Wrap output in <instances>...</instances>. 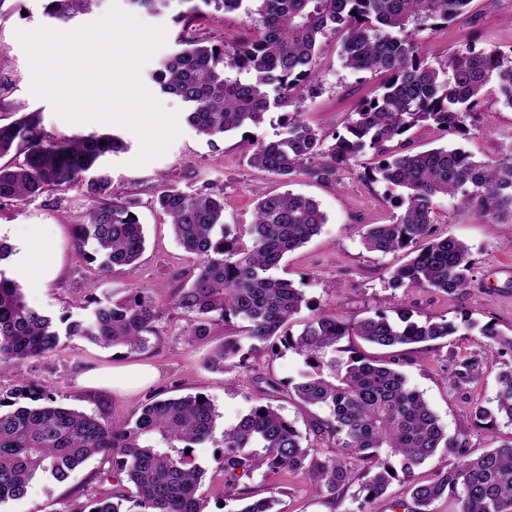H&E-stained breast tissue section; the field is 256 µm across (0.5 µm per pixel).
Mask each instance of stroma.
Listing matches in <instances>:
<instances>
[{"label":"stroma","mask_w":512,"mask_h":512,"mask_svg":"<svg viewBox=\"0 0 512 512\" xmlns=\"http://www.w3.org/2000/svg\"><path fill=\"white\" fill-rule=\"evenodd\" d=\"M44 0H5L0 5V79L8 80L7 93L0 95V120L8 122L27 112L38 113L51 139L78 134L109 132L124 139L125 152L112 156L110 168L118 194L136 193L139 216L146 235V249L138 264L101 274L97 264L88 260L87 249L79 247L73 227L85 213L89 201L79 187L52 191L20 203L0 207V238L15 252L5 267L22 286L28 303L45 310L53 319L80 320L86 315L89 297L104 298L114 289H134L151 294L162 311L159 336L148 349L130 354L122 348H102L78 337H61L58 347L26 361L21 367L0 372V393L24 384L50 392L61 405L96 414L119 422L153 398L179 397L189 393L206 394L218 419L212 439L197 445L193 455L206 471L200 492L206 512H236L239 503L224 487L216 454L223 449L225 426L235 423L266 392H273V405L281 407L298 428L309 435V442L321 455H332V439L312 434L310 425L323 414L322 409L298 403L288 394L303 368L293 351L278 348L276 356L259 357L252 369L234 366L213 370L205 364L212 346L239 330L238 323L216 324L211 340L193 344L187 340L189 316L174 307L172 295L179 282L194 273L196 260L186 254L175 240L163 216L151 205L161 180L178 181L181 187L195 189L209 184L224 193V221L247 225L252 221L258 190L308 196L317 200L327 222L319 235L302 248L289 253L278 269L279 277L301 288L314 304L343 322L356 321L386 311L395 315L402 308L413 310L416 319L446 317L460 321L467 316L479 323L492 322L506 335H512V231L491 217H481L446 197L435 202L438 233L453 235L470 249L473 280L459 295L432 292H390L382 275L386 267L402 262V254L381 255L366 251L363 232L371 224L390 223L396 214V201L386 184L365 179L367 168L374 166L372 153L359 156L334 181L325 183L300 175L289 183L253 168L248 163L247 142H258L285 135L287 117L275 110L265 121L228 133L216 146L207 145L188 125H181L180 136L168 151L143 166L134 165L139 152L137 136L127 128L109 123L71 124L58 116L50 102L30 91L31 73L15 32L49 26L43 14ZM186 0H170L168 9L159 13H140L145 23L164 26L169 36L144 65L141 79L156 93L169 110L186 114L187 106L178 97L160 93L151 75L161 59L173 53L177 27L173 14L187 10ZM243 11L207 10L197 32L200 37L228 42L245 34ZM429 64L447 60L463 42L476 41L512 57V0H472L466 13L447 28L418 35ZM340 37L328 34L320 49L319 90L305 98L301 112L305 121L325 133L345 130L349 112L358 100L379 92L380 75L354 72L342 63ZM467 136L442 135L427 126L410 130L405 139L412 151L455 146L472 153L476 159L496 158L512 152V109L486 97L476 112L465 119ZM481 354L486 373L471 384L469 394L455 392L450 384L449 357L464 358ZM133 362L152 364L159 373L149 389L120 396L112 391L88 390L78 384L79 377L95 367H112ZM499 367L496 354L485 351L478 336H453L446 346L424 352H405L402 370L411 386L423 392L449 434L465 438L472 454L512 442V426L504 421L478 424L472 416L475 400L495 397V374ZM100 459L88 460L63 484L42 481L33 484L22 498L0 504V512H85L97 498L94 478L101 470ZM258 496L276 490L285 512H355L356 502L345 496L337 510H330L318 496L307 476L282 472L263 476L254 474L246 481Z\"/></svg>","instance_id":"1"}]
</instances>
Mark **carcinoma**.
I'll return each instance as SVG.
<instances>
[{
	"label": "carcinoma",
	"instance_id": "obj_1",
	"mask_svg": "<svg viewBox=\"0 0 512 512\" xmlns=\"http://www.w3.org/2000/svg\"><path fill=\"white\" fill-rule=\"evenodd\" d=\"M101 0H46L45 14L67 24L100 6ZM169 0H128L135 11L157 13ZM247 8L255 34L235 43L205 41L193 34L201 10L178 14V49L152 74L166 94L190 105L186 122L207 143L245 126H257L273 108L289 110L288 131L278 139L250 144L249 164L284 182L293 175L331 181L361 152L371 149L378 161L373 180L401 190L400 212L388 224H371L363 236L370 252H406V261L387 269L388 288H412L458 294L472 281L469 247L457 238L436 234L434 200L461 196V203L482 216L512 224V152L477 161L466 150L433 148L396 152L388 143L425 124L443 135L465 134V117L492 87L496 101L512 109V58L497 50L467 44L433 67L414 38L419 31L448 27L471 0H252ZM341 32L340 57L355 72L385 76L382 92L361 101L350 113L346 133L327 136L303 120L298 103L318 90V44L328 29ZM110 133L75 135L53 141L37 113L0 123V158L21 155L20 163L0 165V205L22 202L53 190L81 187L90 202L75 225L78 245H91L92 260L104 273L132 267L145 250L139 201L113 191L102 160L124 151ZM154 206L170 224L182 249L194 256L197 272L178 289L174 304L196 315L188 338L207 339L216 322L245 323L242 335L224 338L206 357L211 369L226 362L248 369L275 342L296 352L304 369L291 383L292 395L305 405L326 410L312 431L336 441V455L324 458L307 436L265 401L224 428L219 471L224 485L245 505L235 512H284L281 500L257 498L240 480L299 470L328 504L340 503L357 483L356 512L385 495L403 477L414 509L436 512L440 500L454 512H512V443L473 457L466 440L450 436L422 392L409 385L401 358H371L356 341L392 349L446 339L465 331L484 338V347L509 360L496 374L492 406L475 404L478 422L499 418L512 425V336L495 324L467 317L461 324L444 318L413 319L403 309L393 319L384 311L344 323L323 312L313 314L297 334L291 320L312 301L289 280L272 275L284 256L303 247L326 224L319 204L291 192L257 193L252 224L243 233L224 223V196L203 185L185 190L160 185ZM249 243L243 242V237ZM90 314L65 326V335L104 348L134 353L157 335L160 308L149 295L114 290L93 298ZM60 329L53 318L26 301L21 284L0 268V369L56 348ZM478 354L448 359L458 392L483 374ZM21 399L25 406H16ZM9 411L3 412L1 408ZM216 411L199 394L152 399L122 422L56 403L42 390L24 386L0 394V503L23 496L38 480L63 483L92 457L112 464L100 473L109 487L100 491L89 512H122L133 501L139 512H204L198 494L205 471L190 449L209 439ZM456 461L425 478L416 475L438 451Z\"/></svg>",
	"mask_w": 512,
	"mask_h": 512
}]
</instances>
